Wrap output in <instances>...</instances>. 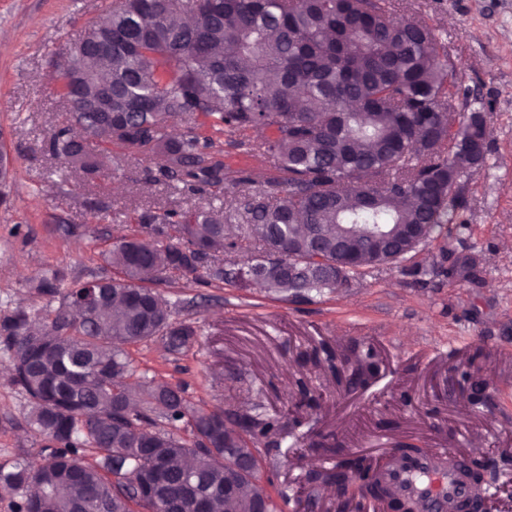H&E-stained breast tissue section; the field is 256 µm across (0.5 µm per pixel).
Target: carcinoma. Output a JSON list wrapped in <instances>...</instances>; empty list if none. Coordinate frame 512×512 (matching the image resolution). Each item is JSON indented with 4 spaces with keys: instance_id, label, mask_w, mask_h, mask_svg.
Masks as SVG:
<instances>
[{
    "instance_id": "1",
    "label": "carcinoma",
    "mask_w": 512,
    "mask_h": 512,
    "mask_svg": "<svg viewBox=\"0 0 512 512\" xmlns=\"http://www.w3.org/2000/svg\"><path fill=\"white\" fill-rule=\"evenodd\" d=\"M393 11V0H112L68 49L58 76L66 121L47 152L110 179L99 146L113 142L170 181L241 188L247 232L228 239L224 211L211 205L136 210L137 229L105 250L113 276L95 313L74 312L88 285L77 280L41 286L59 305L36 333L37 314L23 307L0 318L14 384L46 442L40 467L0 465V492L19 497L17 512H32V485L44 512H151L135 484L176 499L189 478L201 479L208 512H251L269 481L257 443L279 423L208 410L163 380L130 382L127 347L160 337L179 355L196 335L141 282L195 280L227 250L246 263L211 266L216 280L291 296L333 291L417 251L399 225H420L425 242L457 223L462 180L485 164L490 126L476 110L458 120L436 30ZM177 119L189 127L173 137ZM257 128L267 135L247 154L272 167L230 169L218 137ZM213 448L255 458L230 496ZM369 470L344 459L331 480L345 494L350 474Z\"/></svg>"
}]
</instances>
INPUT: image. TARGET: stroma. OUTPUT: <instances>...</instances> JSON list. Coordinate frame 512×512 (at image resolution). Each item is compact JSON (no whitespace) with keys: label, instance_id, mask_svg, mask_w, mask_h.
Segmentation results:
<instances>
[{"label":"stroma","instance_id":"35a3bbf8","mask_svg":"<svg viewBox=\"0 0 512 512\" xmlns=\"http://www.w3.org/2000/svg\"><path fill=\"white\" fill-rule=\"evenodd\" d=\"M396 15L435 27L456 73L458 114L485 112L487 160L462 181L465 206L449 233L423 243L405 263L374 268L349 287L292 299L256 286L180 279L161 286L171 319L189 323V351L161 341L132 348L136 377L165 379L202 406L232 408L283 425L260 443L270 490L285 512H356L310 482L335 472L337 457L377 464L383 449L457 448L492 459L495 512H512V0H395ZM112 0H0V148L10 176L0 182V317L19 306L57 307L36 283L112 274L99 252L129 233L132 209L162 211L212 200L224 231L246 230L224 189L200 194L148 171L109 144L116 173L66 174L45 149L65 120L53 62ZM473 258L462 272L464 258ZM428 273L416 281L404 266ZM374 350L367 383L336 379L326 361ZM0 346V464L38 459L44 441L28 425L21 390L7 380Z\"/></svg>","mask_w":512,"mask_h":512}]
</instances>
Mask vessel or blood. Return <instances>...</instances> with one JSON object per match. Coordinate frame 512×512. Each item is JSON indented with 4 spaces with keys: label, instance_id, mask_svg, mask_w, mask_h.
<instances>
[{
    "label": "vessel or blood",
    "instance_id": "vessel-or-blood-1",
    "mask_svg": "<svg viewBox=\"0 0 512 512\" xmlns=\"http://www.w3.org/2000/svg\"><path fill=\"white\" fill-rule=\"evenodd\" d=\"M451 455L448 448L404 457L387 449L376 469L387 488L419 512H457L475 486L462 466L451 463Z\"/></svg>",
    "mask_w": 512,
    "mask_h": 512
}]
</instances>
